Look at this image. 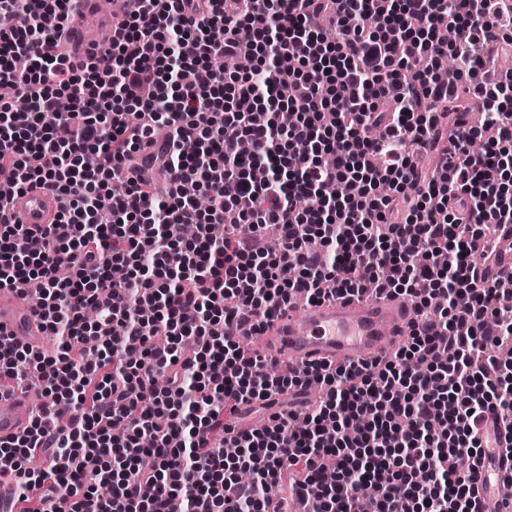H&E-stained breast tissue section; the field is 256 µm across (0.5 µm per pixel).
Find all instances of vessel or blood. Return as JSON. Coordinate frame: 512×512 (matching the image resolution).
<instances>
[{
	"label": "vessel or blood",
	"mask_w": 512,
	"mask_h": 512,
	"mask_svg": "<svg viewBox=\"0 0 512 512\" xmlns=\"http://www.w3.org/2000/svg\"><path fill=\"white\" fill-rule=\"evenodd\" d=\"M123 3V10L107 14L100 10L98 0H83L69 26L67 55L78 60L87 57L99 44L102 33L119 27L127 13L136 9L138 0ZM59 208L57 197L38 186L13 190L9 196V209L20 224L50 223ZM493 235L498 241L497 255L482 269L483 276L490 280L512 270V225H498ZM412 317L411 305L395 297L371 302L339 299L280 311L267 322L261 335L274 341V360L279 365L361 362L400 347ZM0 326L33 346L45 344L42 322L24 286L0 289ZM33 409L24 392L0 379V439L22 432ZM479 435L488 441L490 463L478 468L474 487L489 512H512V501L499 495L500 479L512 475V462L501 450L512 440L491 414L481 423Z\"/></svg>",
	"instance_id": "obj_1"
}]
</instances>
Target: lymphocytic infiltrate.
Instances as JSON below:
<instances>
[{"label":"lymphocytic infiltrate","mask_w":512,"mask_h":512,"mask_svg":"<svg viewBox=\"0 0 512 512\" xmlns=\"http://www.w3.org/2000/svg\"><path fill=\"white\" fill-rule=\"evenodd\" d=\"M79 6L0 0V83L27 104L0 100V176L60 200L38 228L0 192V288L39 283L54 343L0 331V377L43 396L0 441L8 512H361L362 485L368 512H483L479 423L512 433V273L478 277L512 224V0H139L76 61ZM474 99L496 131L479 155L448 112ZM156 165L171 181L144 194ZM373 290L416 320L370 364L272 374L228 334ZM314 385L304 415L237 431L242 406Z\"/></svg>","instance_id":"obj_1"}]
</instances>
